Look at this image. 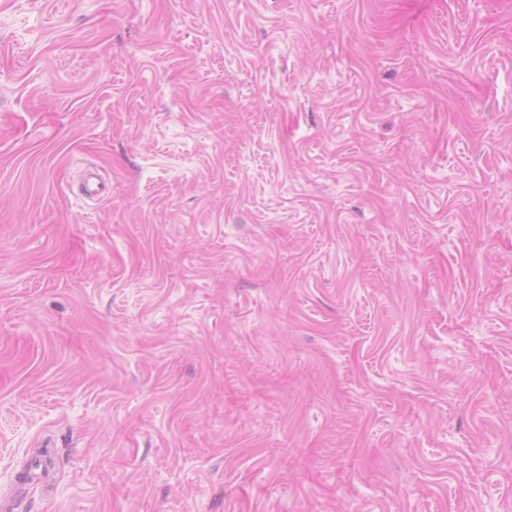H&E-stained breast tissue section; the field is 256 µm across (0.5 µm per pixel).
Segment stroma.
I'll use <instances>...</instances> for the list:
<instances>
[{"mask_svg":"<svg viewBox=\"0 0 512 512\" xmlns=\"http://www.w3.org/2000/svg\"><path fill=\"white\" fill-rule=\"evenodd\" d=\"M8 495L512 512V0H0ZM82 192L85 196L103 201L111 194L108 182L95 171H88L83 179Z\"/></svg>","mask_w":512,"mask_h":512,"instance_id":"1","label":"stroma"}]
</instances>
